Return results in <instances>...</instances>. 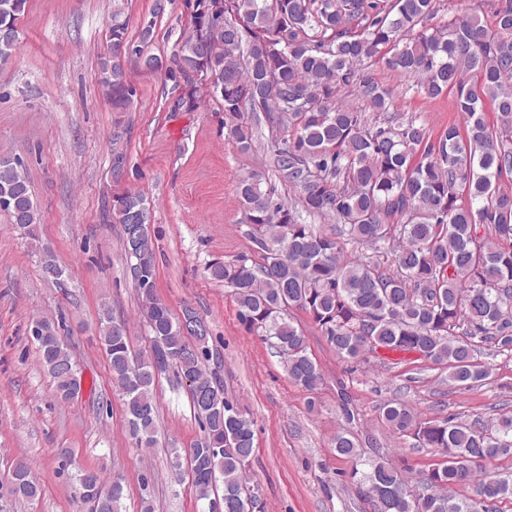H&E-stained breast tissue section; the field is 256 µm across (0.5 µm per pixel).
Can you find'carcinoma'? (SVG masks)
<instances>
[{
    "label": "carcinoma",
    "mask_w": 512,
    "mask_h": 512,
    "mask_svg": "<svg viewBox=\"0 0 512 512\" xmlns=\"http://www.w3.org/2000/svg\"><path fill=\"white\" fill-rule=\"evenodd\" d=\"M27 0H0V61L19 48V23ZM168 0H155L152 18L141 24L140 43L153 38L155 18ZM192 30L169 59L143 55L128 40V24L113 11L107 53L97 81L116 111L135 95L127 71L130 55L188 91L173 111L199 105L196 74L207 70L224 91L210 95L224 111V129L239 152L254 146L245 116H264L271 130L293 127L272 144L283 181L301 189L300 205L283 200L262 176L248 172L237 193L259 260L239 257L208 267L211 279L232 289L238 321L249 334L272 341L289 377L307 391L322 382L306 337L290 318L299 309L317 326L336 355L351 364L373 347L389 353L418 350L448 370L461 389L479 386L491 368L479 362V344L512 352V0H501L494 25L467 9L437 28L427 25L435 0H182ZM377 63L418 78L416 92L436 98L455 92L463 124H448L437 140L418 119L371 118L340 103L350 88L369 109L388 111L391 91L375 82L365 65ZM490 98L497 124L485 121ZM12 222L38 242L40 214L21 164L0 156V198ZM118 223L131 216L149 221L146 198L126 192L114 200ZM332 219L333 235L316 231L302 213ZM368 246L373 256H344V239ZM391 259L381 267L377 255ZM43 277L65 273L57 256L38 251ZM141 313L151 336L146 353L134 352L127 324L99 314L101 340L112 382L123 400L129 435L137 446L157 444L153 389L170 369L194 385L191 405L203 436L193 447L173 448L172 467L187 463L199 499L222 512H253L246 471L254 430L224 395L209 359L208 328L184 308L198 336L190 344L180 316L156 295L155 253L140 257L134 277ZM43 368L57 396L69 401L82 380L52 323L34 320ZM383 418L396 433L424 448H442L446 459L431 469L422 491L412 494L401 471L386 459L366 462L350 479L377 512H495L512 498V480L487 474L475 479V464L512 454V416L489 428L453 417L424 420L407 404L387 403ZM338 456L360 458L356 443L336 434ZM101 475L78 470L77 487L90 490ZM473 488V495L458 493ZM41 488L25 461L12 471V493L29 500ZM121 481L111 485L99 512H126Z\"/></svg>",
    "instance_id": "carcinoma-1"
}]
</instances>
